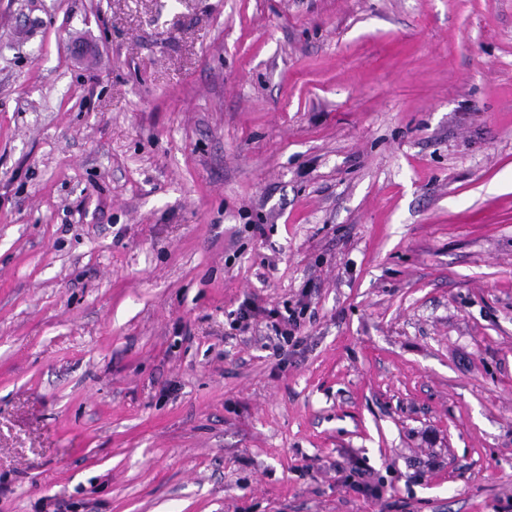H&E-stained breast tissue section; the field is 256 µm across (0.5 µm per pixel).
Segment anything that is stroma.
I'll return each instance as SVG.
<instances>
[{
    "mask_svg": "<svg viewBox=\"0 0 512 512\" xmlns=\"http://www.w3.org/2000/svg\"><path fill=\"white\" fill-rule=\"evenodd\" d=\"M0 512H512V0H0ZM304 309V306L299 310L290 309L287 315H282L273 309L266 310L265 315L275 320L272 322L271 328L281 347H283L281 343L289 345V342L293 343L294 340L296 343V331L300 327V318L304 314ZM279 314L282 315L281 319H278Z\"/></svg>",
    "mask_w": 512,
    "mask_h": 512,
    "instance_id": "obj_1",
    "label": "stroma"
}]
</instances>
